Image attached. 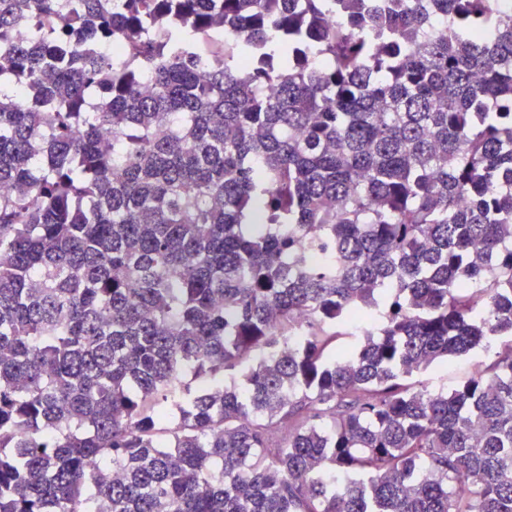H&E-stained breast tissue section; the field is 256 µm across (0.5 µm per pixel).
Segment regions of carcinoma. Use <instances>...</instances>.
I'll list each match as a JSON object with an SVG mask.
<instances>
[{
    "instance_id": "obj_1",
    "label": "carcinoma",
    "mask_w": 512,
    "mask_h": 512,
    "mask_svg": "<svg viewBox=\"0 0 512 512\" xmlns=\"http://www.w3.org/2000/svg\"><path fill=\"white\" fill-rule=\"evenodd\" d=\"M370 2L0 0V512H512V17ZM479 358H460L448 360V364H443L432 368L423 373L420 379L430 388H452L465 381L475 370V363Z\"/></svg>"
}]
</instances>
